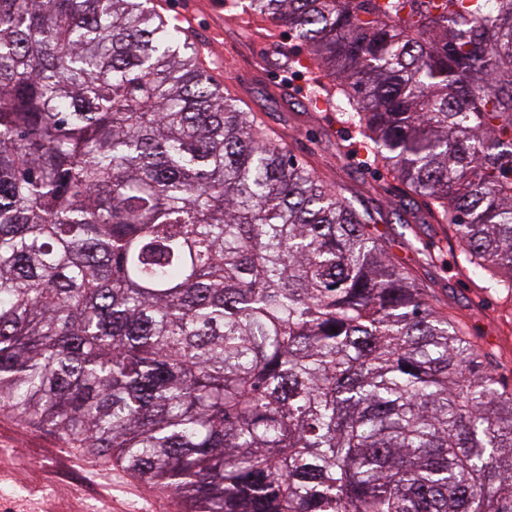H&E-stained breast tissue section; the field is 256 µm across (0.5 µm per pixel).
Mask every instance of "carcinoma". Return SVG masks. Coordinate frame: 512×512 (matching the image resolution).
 I'll return each instance as SVG.
<instances>
[{"instance_id": "obj_1", "label": "carcinoma", "mask_w": 512, "mask_h": 512, "mask_svg": "<svg viewBox=\"0 0 512 512\" xmlns=\"http://www.w3.org/2000/svg\"><path fill=\"white\" fill-rule=\"evenodd\" d=\"M243 10L512 295V0ZM372 223L151 0H0V411L188 512H512V391Z\"/></svg>"}]
</instances>
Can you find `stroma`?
<instances>
[{
	"mask_svg": "<svg viewBox=\"0 0 512 512\" xmlns=\"http://www.w3.org/2000/svg\"><path fill=\"white\" fill-rule=\"evenodd\" d=\"M152 3L169 19L184 11L182 25L214 78L282 139L291 156L373 216L371 229L390 258L427 288L438 312L483 345L496 377L512 387V297L491 289L487 273L466 263L452 227L403 196L387 167L364 151L357 121L310 105L303 93L310 71L287 69L279 61L281 48L302 55L305 46L283 27L264 45L233 19L220 17L217 0ZM1 448L6 455L0 460V490H11L12 512H39L47 493L55 496L60 512H129L136 506L185 512V502L168 491L118 465L104 470L52 431L5 413H0Z\"/></svg>",
	"mask_w": 512,
	"mask_h": 512,
	"instance_id": "stroma-1",
	"label": "stroma"
}]
</instances>
